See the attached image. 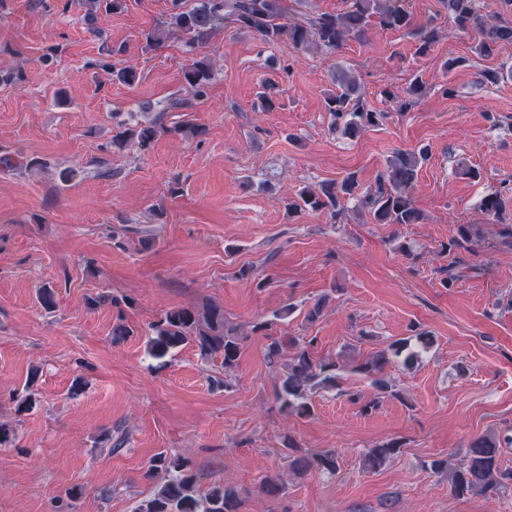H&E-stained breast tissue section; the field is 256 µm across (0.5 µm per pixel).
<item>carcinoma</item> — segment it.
Returning a JSON list of instances; mask_svg holds the SVG:
<instances>
[{"mask_svg":"<svg viewBox=\"0 0 512 512\" xmlns=\"http://www.w3.org/2000/svg\"><path fill=\"white\" fill-rule=\"evenodd\" d=\"M406 0H347V7L339 13L308 14L302 19L288 17L284 0H195L189 9L181 7L182 0H173L168 17L144 34L146 44L155 47L173 31L183 34L191 46L207 41L215 30L224 25L233 26L260 37L268 44L285 45L290 49L315 46L334 52L350 40H362L371 24L383 29L402 31L417 41V53L427 54L438 42L439 32L434 26L416 25L405 7ZM459 30L478 34L476 51L489 57L496 49L512 42V23L497 15L482 14L478 0H442ZM186 82L198 97L206 95L212 77V66L200 60L184 73ZM336 90L328 94V112L334 118V127L343 137L354 138L367 127L379 124L383 113L365 108L362 94L354 77L344 68L332 74ZM163 127L156 121L138 123L112 137V146L124 149L136 146L147 149ZM427 148L394 153L377 178L374 191L358 198L357 180L350 174L339 182H327L316 191L308 188L299 193V200L290 204L293 211L303 208L327 210L336 215L340 200L358 198L359 206L368 212L376 224H417L420 212L415 208L410 190L418 178L419 169L427 160ZM512 204V187L505 186L485 194L481 209L491 219L503 221V215ZM243 337L226 327L224 313L218 308L199 310L195 307L171 309L151 324L148 340L149 353L163 358L171 350L194 342L205 355L219 353L224 368L238 365ZM389 358L382 352L359 365L357 370L370 379L373 389L386 394L391 384L383 375ZM337 366L334 362H316L304 347L294 352L279 387L283 407L298 416L311 414L307 397L308 387L336 385ZM37 372H30L24 388L25 395L16 400L15 413L31 411L36 404L31 390ZM399 441L377 445L365 455L364 464L375 470L401 452ZM288 467L298 475L316 468L334 475L339 468L336 450L327 449L311 458L297 454L293 439H288ZM499 448L490 437L473 440L465 459L451 469L450 488L454 495L470 493L493 495L512 488V471L502 468L498 460ZM147 474L161 476L152 495L141 500L134 512H240L241 500L234 487L215 483L202 492L198 476L190 462L180 456L158 453L150 460Z\"/></svg>","mask_w":512,"mask_h":512,"instance_id":"1","label":"carcinoma"}]
</instances>
